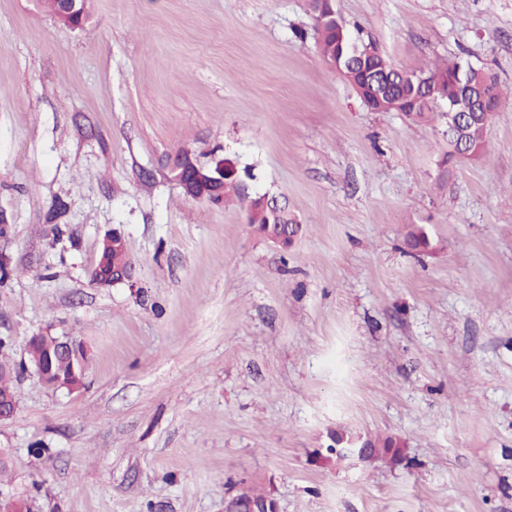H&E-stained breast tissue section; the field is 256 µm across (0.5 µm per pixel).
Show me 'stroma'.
<instances>
[{"mask_svg": "<svg viewBox=\"0 0 512 512\" xmlns=\"http://www.w3.org/2000/svg\"><path fill=\"white\" fill-rule=\"evenodd\" d=\"M396 67L459 60L512 92V0H334ZM0 0V336L91 352L77 391L20 375L0 497L34 512H512V104L439 183L448 119L369 110L309 0ZM228 158L301 224L186 197ZM432 252L410 254V225ZM120 229L135 287L90 280ZM400 461L339 459L337 434ZM54 17L71 28L82 27L87 19L86 0H53ZM173 172L184 194L195 200L211 201L219 198L223 201L229 181L236 182V169L232 164L222 160L215 166H200L185 153L175 157ZM227 198L228 195L225 200Z\"/></svg>", "mask_w": 512, "mask_h": 512, "instance_id": "35a3bbf8", "label": "stroma"}]
</instances>
